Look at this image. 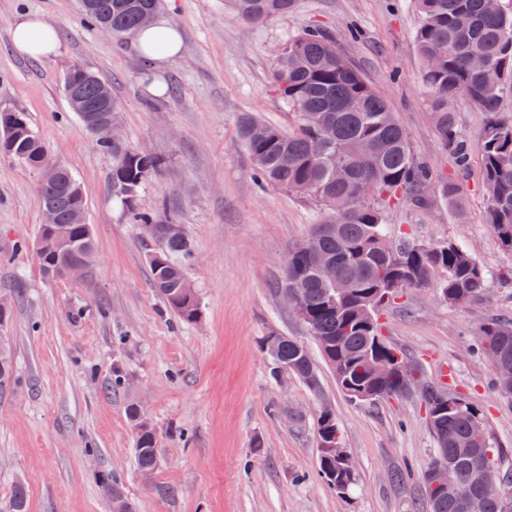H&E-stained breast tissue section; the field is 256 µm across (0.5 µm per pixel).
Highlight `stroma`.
<instances>
[{"label": "stroma", "mask_w": 512, "mask_h": 512, "mask_svg": "<svg viewBox=\"0 0 512 512\" xmlns=\"http://www.w3.org/2000/svg\"><path fill=\"white\" fill-rule=\"evenodd\" d=\"M23 12L55 26L58 55L14 50L11 28ZM158 12L183 38L179 56L161 68L144 65L130 36L92 28L78 0H0V110L26 112L49 162L76 177L95 240L92 279H47L34 249L43 172L0 154V300L12 302L5 334L14 356L13 381L0 391V500L20 481L29 512H112L98 481L109 471L137 512H423L419 477L436 444L422 397L353 403L338 389L275 291L289 248L318 221L319 206L258 183L239 138L246 113L291 127L272 73L288 41L315 27L388 99L414 158L448 177L452 159L430 119L414 43V0H297L293 12L260 24L238 21L226 0H161ZM74 64L111 82L127 147L163 160L133 207L181 225L192 241L184 272L200 302L195 323L167 312L151 286L154 241L113 200L112 160L63 96ZM487 207L475 168L458 203L436 198L388 210L391 245L458 243L486 281L483 299L462 305L444 302L433 283L401 289L380 323L428 381L473 402L493 444L512 452V401L500 397L488 360L473 351L482 322L512 321V283L504 279L512 250L487 224ZM273 332L318 359L320 394L293 375H271L263 340ZM132 402L159 439L148 477L125 414ZM324 405L357 473L345 496L317 473L313 422ZM397 470L405 479L396 485Z\"/></svg>", "instance_id": "1"}]
</instances>
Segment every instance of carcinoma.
Masks as SVG:
<instances>
[{
  "mask_svg": "<svg viewBox=\"0 0 512 512\" xmlns=\"http://www.w3.org/2000/svg\"><path fill=\"white\" fill-rule=\"evenodd\" d=\"M236 17L249 24L263 23L290 13L296 0H229ZM422 23L415 34V46L424 63L422 79L430 89L435 131L454 159L455 174L438 180L428 165L415 161L408 137L384 96L341 52L336 41L317 29L300 34L283 48L272 73L273 88L288 104L294 128L285 131L249 115L240 126L242 143L263 183L314 199L321 218L309 235L313 248L308 253H288V274L280 293L296 290L304 311L301 322L331 367L336 383L352 401L363 393L375 399L402 394V387L423 378L402 351L380 335L381 308L399 289L424 287L438 280L440 297L450 305L479 300L484 293L485 273L462 246L452 242L422 244L404 241L392 247L384 233L387 211L403 201L425 205L431 196L425 185L438 184L441 198L458 195L457 176L471 161V147L459 134L448 99L462 94L487 115L476 149L483 188L488 199V221L502 246L512 250V117H505L499 102L505 86L512 87V7L488 9L486 0H415ZM159 0H95L85 11L90 22L112 24V35L122 36L142 27L141 17L154 13ZM482 59L477 68L474 60ZM109 87L102 79L85 85L86 102L95 107L100 91ZM353 102L355 109L345 107ZM26 122L27 131L2 147L0 153L34 168H44L47 156L24 112L14 111ZM332 134L319 154L310 151L312 141ZM112 157L108 186L112 198L129 206L162 160L129 150L120 142L97 145ZM75 179L62 168L57 181L43 179L39 204L54 209L57 223L40 225L38 235L61 239L40 260L43 273L52 279L64 277L66 269L81 262L94 249L92 225L74 218L75 202L63 181ZM134 224H152L156 233L155 252L161 261H150L151 284L166 306L184 323L197 321L200 306L194 289L187 287L183 262L192 256V245L177 224H162L157 216L131 213ZM329 263L334 277L322 267ZM482 340L477 348L491 363L493 380L500 396L512 400V390L499 380L498 369H512V322L488 318L479 327ZM266 353L273 365L288 369L309 391L321 390V378L310 352L298 340L272 333ZM401 355L404 374L395 379H378L370 363L393 354ZM13 376L10 345H0V389ZM431 392L423 396L429 425L436 441V453L425 468L430 471L445 462L455 472L456 490L434 498L422 492L426 512H463L462 496L476 495L483 477L478 463L493 454L491 475L501 479L506 492L490 499L484 512H512V465L502 449L489 437L479 438L474 422L481 420L469 403L461 408L442 409L437 397L442 390L430 382ZM135 429V458L144 475L157 467L159 450L152 425L137 413L135 404L126 408ZM337 426L334 412L323 406L314 422L316 436ZM318 473L332 490L344 478L348 487L357 474L343 475L334 454H319ZM100 487L109 498L124 496L111 473L102 474ZM0 506L7 512H28L27 494L18 483L13 494Z\"/></svg>",
  "mask_w": 512,
  "mask_h": 512,
  "instance_id": "obj_1",
  "label": "carcinoma"
}]
</instances>
